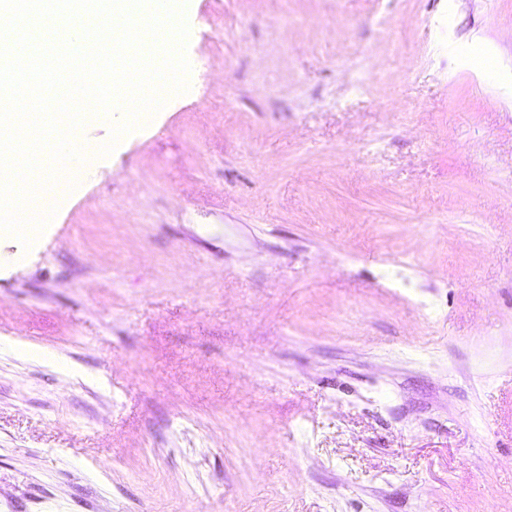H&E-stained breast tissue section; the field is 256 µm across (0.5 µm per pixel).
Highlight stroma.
I'll return each mask as SVG.
<instances>
[{"label": "stroma", "mask_w": 512, "mask_h": 512, "mask_svg": "<svg viewBox=\"0 0 512 512\" xmlns=\"http://www.w3.org/2000/svg\"><path fill=\"white\" fill-rule=\"evenodd\" d=\"M187 22L188 92L0 234V512H512V0Z\"/></svg>", "instance_id": "stroma-1"}]
</instances>
